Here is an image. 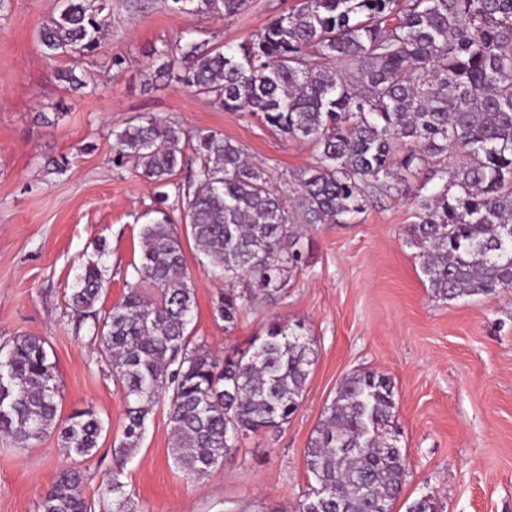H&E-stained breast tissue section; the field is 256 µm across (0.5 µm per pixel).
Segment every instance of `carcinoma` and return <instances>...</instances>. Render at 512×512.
<instances>
[{
    "instance_id": "cac0c4a2",
    "label": "carcinoma",
    "mask_w": 512,
    "mask_h": 512,
    "mask_svg": "<svg viewBox=\"0 0 512 512\" xmlns=\"http://www.w3.org/2000/svg\"><path fill=\"white\" fill-rule=\"evenodd\" d=\"M39 29L44 55L72 66L107 35L106 0H58ZM174 13L226 19L248 0H163ZM154 79L177 77L226 112H246L289 139L311 144L316 164L297 177L288 211L266 173L214 130L195 135L199 167L184 189L182 221L211 275L248 277L266 298L301 261L296 224H350L368 206L367 188L401 170L439 180L415 196L411 242L434 297L512 291V0H299L234 48L186 41L156 51ZM184 132L147 115L115 133L113 150L164 185L181 171ZM141 229L136 281L104 312V268L86 263L70 306L93 317L113 380L129 400L118 452L140 447L147 421L169 396L174 460L189 478L207 475L239 437L280 428L297 410L315 363L313 339L271 322L250 346L214 355L188 332L195 294L182 245L163 208ZM155 288L159 298L145 289ZM250 295L219 292L214 316L233 326ZM394 385L364 371L336 389L306 453L314 480L299 512H393L406 457L393 438ZM104 425L92 409L61 415L45 341L18 335L0 345V435L29 448L55 435L87 456ZM82 477L62 471L40 512H88ZM102 494L111 512H130L122 469Z\"/></svg>"
}]
</instances>
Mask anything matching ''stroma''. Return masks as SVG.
I'll return each instance as SVG.
<instances>
[{"label": "stroma", "mask_w": 512, "mask_h": 512, "mask_svg": "<svg viewBox=\"0 0 512 512\" xmlns=\"http://www.w3.org/2000/svg\"><path fill=\"white\" fill-rule=\"evenodd\" d=\"M297 0H251L224 19L172 13L161 0L135 9L108 0L109 35L83 67L96 89L72 92L59 78L65 63L45 57L39 27L57 0H5L0 9V341L15 335L45 341L60 391L61 412L92 408L105 429L92 455H68L49 436L31 448L0 438V512H39L60 471L77 468L93 512H107L101 489L123 469L133 512H298L312 480L309 442L338 385L357 371H377L395 387L396 423L408 474L393 512L431 497L436 512H512V296L440 300L420 270L409 240L411 193L424 173H400L371 189L351 224L299 225L303 261L275 298L247 305L235 327L213 313L223 281L204 271L183 236L197 307L188 330L213 350L247 348L270 322L302 324L315 341L298 410L280 430L243 437L201 479H186L171 455L168 400L147 422L130 457L117 446L127 399L89 322L68 295L88 258L100 257L105 311L123 298L141 254L140 231L163 197L177 198L186 172L166 186L117 164L114 134L151 114L187 136L184 157L196 161L195 136L215 130L241 145L283 192L315 164L313 146L284 137L245 112H227L184 84L148 85L154 50L182 38L234 46ZM121 66H113V58Z\"/></svg>", "instance_id": "stroma-1"}]
</instances>
